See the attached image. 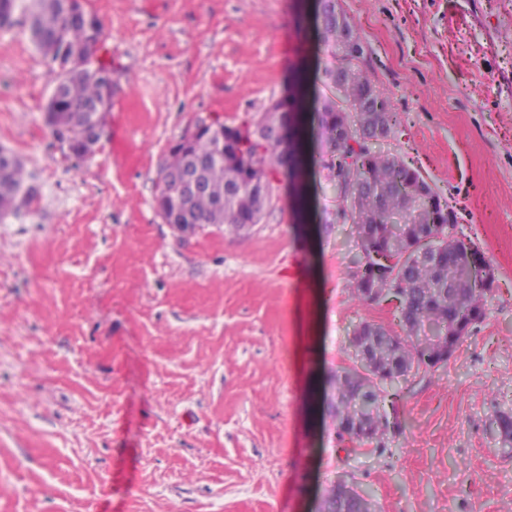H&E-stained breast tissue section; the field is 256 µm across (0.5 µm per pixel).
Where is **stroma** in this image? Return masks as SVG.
Segmentation results:
<instances>
[{
  "label": "stroma",
  "mask_w": 512,
  "mask_h": 512,
  "mask_svg": "<svg viewBox=\"0 0 512 512\" xmlns=\"http://www.w3.org/2000/svg\"><path fill=\"white\" fill-rule=\"evenodd\" d=\"M117 92L74 165L44 120L57 73L0 26V147L37 198L0 222V512H512V0H341L420 169L496 270L448 362L409 376L383 447L340 441L331 405L362 321L359 241L336 221L320 124L336 59L321 0H82ZM300 104L309 159L259 223L181 234L154 206L196 124ZM124 161H114L115 140Z\"/></svg>",
  "instance_id": "obj_1"
}]
</instances>
